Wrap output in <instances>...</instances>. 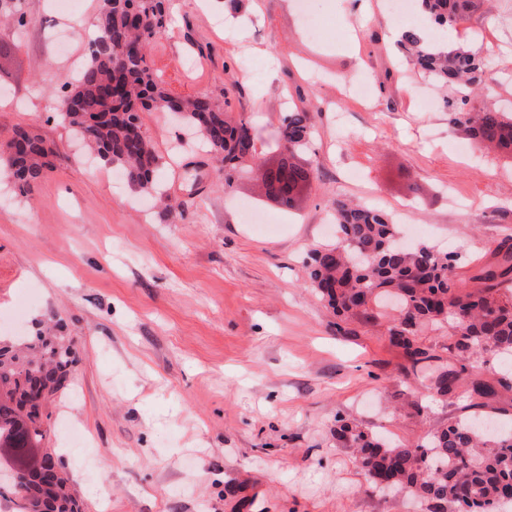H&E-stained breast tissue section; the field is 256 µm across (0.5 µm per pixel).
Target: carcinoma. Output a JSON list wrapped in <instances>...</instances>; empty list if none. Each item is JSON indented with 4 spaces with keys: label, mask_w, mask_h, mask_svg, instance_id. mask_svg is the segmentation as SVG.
Segmentation results:
<instances>
[{
    "label": "carcinoma",
    "mask_w": 512,
    "mask_h": 512,
    "mask_svg": "<svg viewBox=\"0 0 512 512\" xmlns=\"http://www.w3.org/2000/svg\"><path fill=\"white\" fill-rule=\"evenodd\" d=\"M422 20L403 28L399 44L409 50L414 70L442 86L466 91L484 72L482 59L462 44L450 47L426 38L420 26L453 29L468 16L474 0H415ZM170 22L169 0H100L94 35L87 42L84 63L64 92L70 101L59 112L64 124L121 173L136 190L154 192L160 158L151 142L135 133L142 111L176 112L193 126L200 141L224 165L229 187L243 171L256 145L253 124L233 122L224 102L200 94L175 98L146 59L148 39ZM450 124L478 146L512 157V116L490 106L450 111ZM306 110L283 119L276 146L288 151L297 187L276 198L284 211L293 209L314 176L297 162L313 139ZM55 151L31 131L19 127L0 145L3 175L23 195L50 168ZM336 241L308 255L310 286L342 320L360 316L375 323V307L396 303L399 314L388 320L390 343L403 351L401 372L426 369L428 388L453 404L463 399L480 410L501 392H512V376L485 378L478 369L497 358L512 372V246L500 245L493 260L464 280L457 273L459 257L419 242L409 248L398 242L399 229L380 210L336 201ZM429 327L448 331L447 357L437 343L422 339ZM76 350L68 336L39 334L20 346L0 345V448L15 449L14 464L33 468L30 454L45 439L43 408L64 389L75 364ZM336 440L353 449L368 487L416 494L427 512H512V428L484 434L482 419H459L429 432L415 446L386 442L355 421L336 420ZM13 512H82L65 469L39 472L24 493L11 490Z\"/></svg>",
    "instance_id": "obj_1"
}]
</instances>
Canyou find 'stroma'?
<instances>
[{
	"label": "stroma",
	"instance_id": "stroma-1",
	"mask_svg": "<svg viewBox=\"0 0 512 512\" xmlns=\"http://www.w3.org/2000/svg\"><path fill=\"white\" fill-rule=\"evenodd\" d=\"M56 2L24 0L26 25H0V139L24 127L65 149L27 196L0 177V336L27 339L51 319L76 341L44 445L61 450L85 512H234L245 495L243 512H421L369 489L336 444V420L413 445L463 409L428 397L423 373L401 375L386 319L337 328L307 254L333 240L335 200L374 201L407 239L458 253L469 277L512 237V159L470 157L448 127L453 90L412 74L390 42L388 0H367L359 24L338 0H242L233 19L224 0H175L149 65L172 96L226 97L230 119L252 121L257 150L228 189L171 114L142 113L172 200L147 204L58 116L98 0ZM476 4L469 32L452 37L486 65L469 104L499 95L506 109L512 0ZM365 72L366 102L345 93ZM297 108L312 117L300 160L316 174L290 214L254 170L278 162L277 131ZM69 428L90 440L94 479L65 446ZM100 485L106 495L92 496Z\"/></svg>",
	"mask_w": 512,
	"mask_h": 512
}]
</instances>
